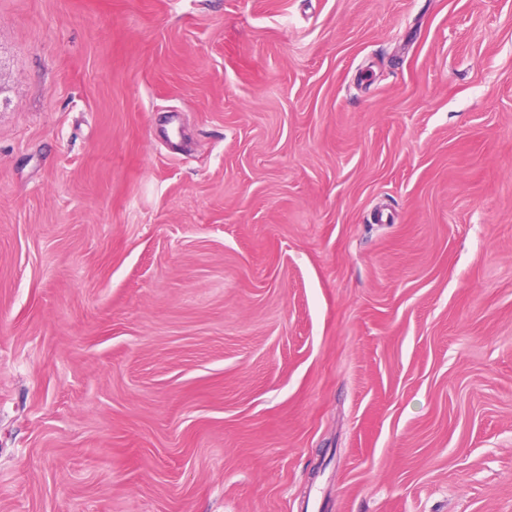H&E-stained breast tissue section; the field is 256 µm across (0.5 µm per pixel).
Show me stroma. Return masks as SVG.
<instances>
[{"mask_svg": "<svg viewBox=\"0 0 512 512\" xmlns=\"http://www.w3.org/2000/svg\"><path fill=\"white\" fill-rule=\"evenodd\" d=\"M0 512H512V0H0Z\"/></svg>", "mask_w": 512, "mask_h": 512, "instance_id": "obj_1", "label": "stroma"}]
</instances>
